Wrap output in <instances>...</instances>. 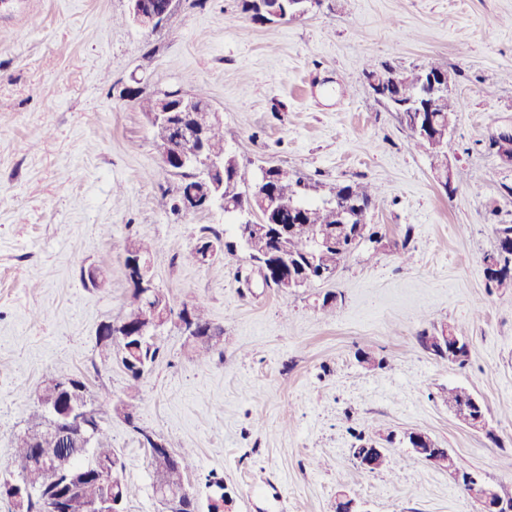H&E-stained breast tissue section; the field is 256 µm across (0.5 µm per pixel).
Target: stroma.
Listing matches in <instances>:
<instances>
[{
	"instance_id": "1",
	"label": "stroma",
	"mask_w": 512,
	"mask_h": 512,
	"mask_svg": "<svg viewBox=\"0 0 512 512\" xmlns=\"http://www.w3.org/2000/svg\"><path fill=\"white\" fill-rule=\"evenodd\" d=\"M126 14L127 0H0V481L16 475L14 438L45 379L76 374L92 397H125L128 377L102 367L97 329L129 310L123 250L144 237L161 246L158 287L175 305L201 306L223 334L200 361L169 324L133 423L108 419L132 488L124 512L158 510L141 429L191 449L200 499L217 474L234 512H336L342 491L363 512H479L403 443L412 429L512 496V288H488L483 263L496 227L512 224V169L489 147L512 127V0H322L270 24L253 22L242 0H173L147 33ZM370 61L453 72L454 195L363 83ZM130 88L205 89L248 180L284 164L318 200L375 184L367 221L379 240L290 293L265 286L241 250L190 261L202 228L228 220L218 207L176 210L180 179L162 167ZM103 259L104 284L84 285L81 269ZM328 294L332 316L321 309ZM457 325L463 364L418 341ZM452 386L484 402L494 437L449 412ZM390 433L386 468H358L357 436Z\"/></svg>"
}]
</instances>
